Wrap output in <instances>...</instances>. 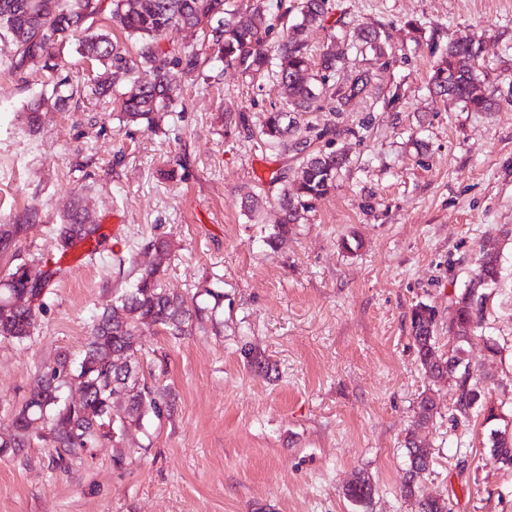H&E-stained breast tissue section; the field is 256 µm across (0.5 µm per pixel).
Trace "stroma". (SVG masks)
<instances>
[{
	"mask_svg": "<svg viewBox=\"0 0 512 512\" xmlns=\"http://www.w3.org/2000/svg\"><path fill=\"white\" fill-rule=\"evenodd\" d=\"M331 4L338 36L377 24L395 43L421 46L391 55L345 111L318 113L350 165L276 249L266 242L279 220L274 200L297 162L225 120L229 109L270 111L279 100L271 78L209 60L190 76L173 69L176 111L147 130L120 122L115 99L56 106L57 82L89 72L73 49L54 73L0 67V225L25 227L0 254V278L59 256L53 227L74 201L105 231L94 258L56 277L31 339H0V431L58 352L83 353L92 322L136 278L156 237L173 245L166 287L217 309L177 339L143 330L145 378L175 407L131 432L123 469L108 442L62 472L32 441L0 453V512H417L401 495L404 441L426 391L437 414L419 435L433 457L422 492L443 496L450 512H512V469L489 447L491 430L512 434V0ZM465 37L482 42L476 67L497 91L495 111L427 89L442 49ZM36 99L44 106L33 130ZM248 194L265 201L253 216L241 206ZM484 249L498 252L501 278L464 350L498 418L457 423L454 387L422 368L410 317L431 306L447 351L448 307ZM248 345L276 378L249 369ZM359 472L377 488L367 508L345 496Z\"/></svg>",
	"mask_w": 512,
	"mask_h": 512,
	"instance_id": "stroma-1",
	"label": "stroma"
}]
</instances>
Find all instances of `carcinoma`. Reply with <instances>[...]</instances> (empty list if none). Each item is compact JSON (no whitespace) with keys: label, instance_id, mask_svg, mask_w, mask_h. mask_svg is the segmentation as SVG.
Here are the masks:
<instances>
[{"label":"carcinoma","instance_id":"1","mask_svg":"<svg viewBox=\"0 0 512 512\" xmlns=\"http://www.w3.org/2000/svg\"><path fill=\"white\" fill-rule=\"evenodd\" d=\"M282 9V0H110L109 24L91 30L90 18L102 12V0H0V56L14 71L30 66L53 70L62 49L72 46L84 60L98 69L87 82L60 94L56 102L65 105L75 97L95 99L112 94L109 76H129L130 86L119 93L123 120L151 127L159 113L175 111L179 88L168 77L165 66L179 67L186 74L200 64L196 53L176 55L167 44L173 32L182 27L200 32L216 58L245 76L269 72L285 90V102L263 113L258 134L273 151L292 152L298 162L293 178L284 180L277 198L280 222L267 236L276 248L288 240L292 225L304 221L317 202L336 187L348 158L336 149L310 150L314 128L301 127L297 115L307 112H342L350 102L372 87L374 73L362 68L344 83H336V72L351 57L372 55L377 60L392 48L391 35L374 26L361 28L347 39L330 35L318 54L308 47L307 30L318 25L330 28V0H297L298 18L286 26L276 44H270L271 25L267 16L272 8ZM481 44L457 40L442 51L441 64L429 76V91L472 112H492L494 94L481 88L475 60ZM24 231L22 224L0 225V253L7 251ZM60 251L65 253L81 242L99 245L104 234L85 231V208L76 202L55 228ZM151 260L132 284L121 289L93 321L88 343L81 357L58 353L46 365L35 386L15 411L7 437H0V448L18 453L35 437L36 424L46 433L38 437L50 449L52 462L67 472L87 458L86 449L112 440L114 467L121 469L129 453L124 446L126 430L146 428L153 418L171 412L166 389L151 386L141 370L138 353L139 332L153 326L173 338L184 336L205 308L194 300L171 292L163 275L171 261L172 245L164 238L152 242ZM53 272L35 287L28 278V266H15L0 280V337L18 343L27 341L35 327L40 297L46 292ZM498 255L484 253L478 258L468 286L453 301L454 316L448 329L456 330L458 346L448 354L438 353L435 313L418 304L412 310L411 329L422 367L437 360L438 377L455 386L454 410L467 419L477 409H486L485 419H497L494 408H485L477 370L464 357L461 343L468 341L477 327L486 301L485 290L499 282ZM247 365L259 374H269L272 365L263 355L247 349ZM81 391L71 401L65 391L72 383ZM435 404L422 394L417 401L416 422L428 424ZM492 451L498 462L512 469V436L491 433ZM408 479L402 495L418 499L419 512H448V502L419 494L414 479L432 462V454L422 453L405 441ZM376 491L370 479L358 476L345 490L354 504Z\"/></svg>","mask_w":512,"mask_h":512}]
</instances>
